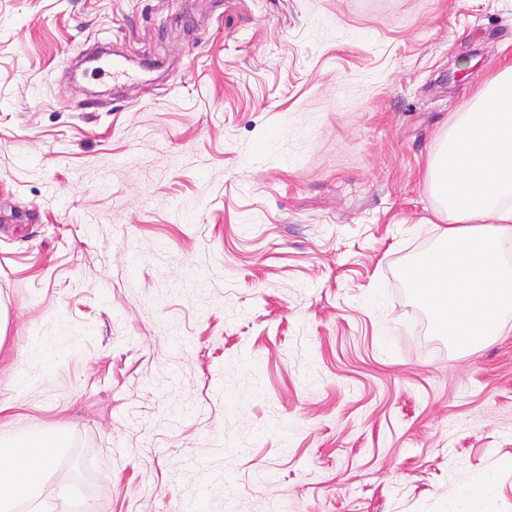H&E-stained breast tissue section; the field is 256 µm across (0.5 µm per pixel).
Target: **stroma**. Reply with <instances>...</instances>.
<instances>
[{"label": "stroma", "instance_id": "obj_1", "mask_svg": "<svg viewBox=\"0 0 512 512\" xmlns=\"http://www.w3.org/2000/svg\"><path fill=\"white\" fill-rule=\"evenodd\" d=\"M508 65L512 0H0V441L68 436L42 500L512 512V322L457 351L400 280ZM64 341V336H52L32 349L28 355L31 369L34 371L42 370L46 360L59 354ZM487 488L465 487L448 503V512H484L482 505L487 498Z\"/></svg>", "mask_w": 512, "mask_h": 512}]
</instances>
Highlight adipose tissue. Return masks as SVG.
I'll return each mask as SVG.
<instances>
[{
    "label": "adipose tissue",
    "instance_id": "obj_1",
    "mask_svg": "<svg viewBox=\"0 0 512 512\" xmlns=\"http://www.w3.org/2000/svg\"><path fill=\"white\" fill-rule=\"evenodd\" d=\"M478 101L430 164V181L452 223L441 232V256L420 290L435 303L436 326L465 349L512 318V267L498 261L502 243L512 240V66L489 79ZM18 444L0 466V512H15L17 502L43 490L66 442L43 432Z\"/></svg>",
    "mask_w": 512,
    "mask_h": 512
}]
</instances>
